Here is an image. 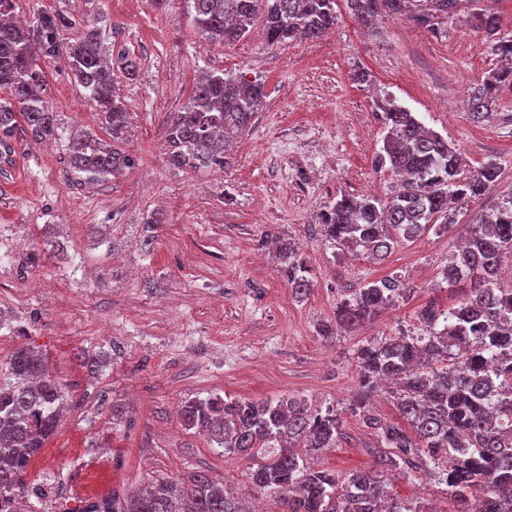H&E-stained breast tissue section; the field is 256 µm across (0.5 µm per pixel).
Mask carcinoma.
<instances>
[{
  "instance_id": "1",
  "label": "carcinoma",
  "mask_w": 512,
  "mask_h": 512,
  "mask_svg": "<svg viewBox=\"0 0 512 512\" xmlns=\"http://www.w3.org/2000/svg\"><path fill=\"white\" fill-rule=\"evenodd\" d=\"M14 0H0V156L14 152L16 129L40 143L56 137V113L39 93L42 57H63L75 81L101 110L112 140L120 139L128 112L114 97L112 66L103 53L99 28L73 15L40 11L27 26L6 20ZM198 33L219 43L244 37L264 20L267 40L314 39L336 24V0H184ZM461 0H347L362 26L371 29L383 14L400 15L428 5L453 16ZM470 26L492 49L512 61V37L499 36L496 12L475 8ZM71 28L75 38L60 39ZM512 83V66L488 74L472 87L469 115L481 120L496 112L497 95ZM263 86L218 72H203L182 110L165 132L166 155L174 168L229 164V135L252 125L262 105ZM387 129L377 166L401 176L387 201L344 194L320 214L326 241L380 261L395 245L430 230L455 224L451 204L483 195L497 181L488 160L467 176L460 149L427 129L414 113L389 99L377 103ZM67 163L82 181L94 184L133 166V159L91 132L69 139ZM278 263L292 293L311 290L305 257L276 237ZM512 255V194L485 218L469 225L468 236L450 257L443 278L453 285L476 282L460 303L441 312L428 308L421 336H391L360 348L364 396L354 401L363 422L387 448L378 471L339 476L316 470L295 451L336 447L341 420L334 408L314 409L291 397L226 401L213 395L184 403L181 418L227 452L259 459L251 482L279 492L280 512H425L393 497L380 471L429 469L448 488L457 512H512V288H501L502 258ZM410 287L385 276L336 306V325L356 328L384 307L404 298ZM396 385L403 421L383 422L371 413L366 395L374 385ZM67 404L62 385L45 356L30 347L0 363V505L14 501L31 458L55 431ZM483 490L476 495L475 490ZM81 512H251L244 500L204 473L163 479L131 497L112 496Z\"/></svg>"
}]
</instances>
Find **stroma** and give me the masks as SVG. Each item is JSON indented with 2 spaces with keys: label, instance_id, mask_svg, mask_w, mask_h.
<instances>
[{
  "label": "stroma",
  "instance_id": "obj_1",
  "mask_svg": "<svg viewBox=\"0 0 512 512\" xmlns=\"http://www.w3.org/2000/svg\"><path fill=\"white\" fill-rule=\"evenodd\" d=\"M498 13L512 36V0H462L457 15L383 18L364 30L337 0L330 37L269 44L263 22L239 41L219 45L199 35L182 4L150 0H16L40 10L97 21L122 65L114 87L130 114L120 148L134 164L115 178L82 183L66 163L71 135L107 132L100 109L74 80L65 59L42 62V96L56 112L47 143L16 135L12 164L0 161V361L18 348L42 351L72 400L23 475L24 487L62 466L78 481L47 485L49 499L83 506L103 480L105 496H129L168 477L201 471L263 512H279L275 493L252 485L254 460L224 452L186 427L173 403L218 395L225 400L295 396L339 412L342 435L315 460L338 474L375 469L383 451L352 404L359 392L357 352L390 336H418L427 306L466 297L470 281L442 277L470 224L512 194V84L498 93L497 114L474 121L468 96L503 61L466 22L472 6ZM204 71L261 83L263 105L234 143L230 165L172 168L164 132ZM367 81H358V72ZM414 112L460 148L467 168L495 159L496 183L465 200L447 233L427 232L379 263L331 246L316 221L340 195L387 199L397 176L376 166L386 130L382 98ZM159 223H152V216ZM299 242L313 287L295 298L266 233ZM397 275L408 299L351 330L323 337L336 305L379 278ZM104 355L89 374L86 356ZM124 406L121 422L111 407ZM392 495L429 512H453L445 485L426 471L388 475Z\"/></svg>",
  "mask_w": 512,
  "mask_h": 512
}]
</instances>
